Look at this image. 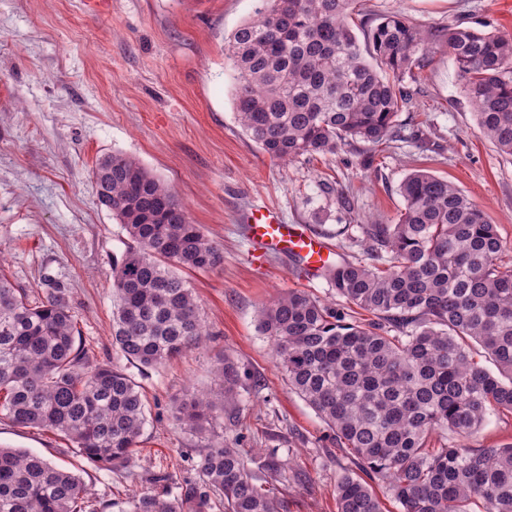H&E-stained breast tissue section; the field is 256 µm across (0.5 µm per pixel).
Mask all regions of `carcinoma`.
Returning a JSON list of instances; mask_svg holds the SVG:
<instances>
[{
	"label": "carcinoma",
	"mask_w": 512,
	"mask_h": 512,
	"mask_svg": "<svg viewBox=\"0 0 512 512\" xmlns=\"http://www.w3.org/2000/svg\"><path fill=\"white\" fill-rule=\"evenodd\" d=\"M232 34L236 118L278 161L334 154L343 145L397 138L412 101L406 78L431 49L448 46L479 132L512 155V36L450 25L422 29L399 14L370 31L372 59L348 19L355 0H258ZM93 176L101 206L129 240L112 265V347L155 368L206 335L183 270L207 271L221 251L171 190L135 158L114 152ZM392 224L362 226L364 260L322 274L339 303L291 290L258 310L288 388L308 403L358 472L336 481L337 512H384L377 482L400 512H512V443L480 444L487 416L512 414V270L507 245L457 187L413 171ZM220 392L176 403L182 430L201 434L239 395L231 361ZM0 419L51 431L101 468L125 469L140 443L145 405L126 370L97 363L83 342L67 289L36 294L0 271ZM199 480L174 498L129 497L128 512H286L248 466V451L215 441ZM0 512H101L80 473L0 447Z\"/></svg>",
	"instance_id": "cac0c4a2"
}]
</instances>
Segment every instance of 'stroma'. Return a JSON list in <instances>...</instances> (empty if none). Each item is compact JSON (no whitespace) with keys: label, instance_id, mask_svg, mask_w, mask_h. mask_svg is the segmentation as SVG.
<instances>
[{"label":"stroma","instance_id":"1","mask_svg":"<svg viewBox=\"0 0 512 512\" xmlns=\"http://www.w3.org/2000/svg\"><path fill=\"white\" fill-rule=\"evenodd\" d=\"M256 7L257 0H110L95 12L86 0H0V270L20 288L41 290L48 278L68 288L95 360L126 367L112 347V264L127 237L99 205L92 176L98 159L114 152L168 186L224 254L221 266L185 274L210 332L205 344L134 373L147 405L132 459L136 479L85 469L105 512H127L131 493H172L196 480L200 452L214 439L249 449L254 469L277 454L287 512H336V480L350 462L289 390L256 320L262 303L288 290L326 300L333 292L320 278L302 282L291 258L250 262L240 216L252 205L274 206L285 222L326 239L334 259L352 261L363 256L359 225L391 223L403 206L400 183L425 170L484 210L512 247V156L479 133L446 46L434 47L411 84L398 138L274 161L236 119L227 54L232 33ZM392 13L428 30L487 24L512 34V0H356L360 47ZM227 360L241 370L239 396L205 433L181 431L175 402L219 390ZM0 446L76 462L62 437L6 420ZM299 470L310 476L306 485L291 480ZM165 474L172 482L160 483Z\"/></svg>","mask_w":512,"mask_h":512}]
</instances>
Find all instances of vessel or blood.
Here are the masks:
<instances>
[{
    "label": "vessel or blood",
    "mask_w": 512,
    "mask_h": 512,
    "mask_svg": "<svg viewBox=\"0 0 512 512\" xmlns=\"http://www.w3.org/2000/svg\"><path fill=\"white\" fill-rule=\"evenodd\" d=\"M246 229L253 244L252 260L260 261L272 253L297 259L303 276L314 275L330 260L332 250L320 236L303 224L282 223L267 206H255L245 215Z\"/></svg>",
    "instance_id": "vessel-or-blood-1"
}]
</instances>
